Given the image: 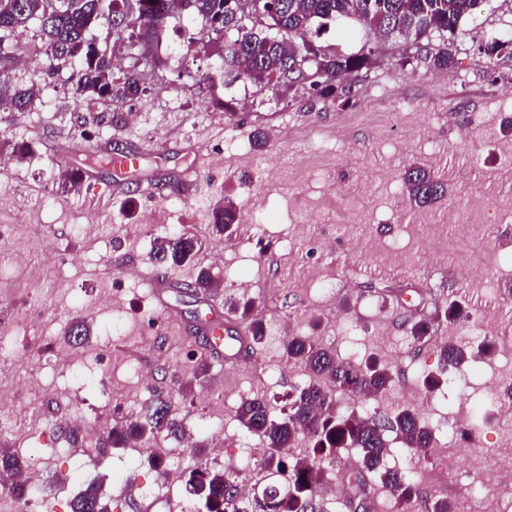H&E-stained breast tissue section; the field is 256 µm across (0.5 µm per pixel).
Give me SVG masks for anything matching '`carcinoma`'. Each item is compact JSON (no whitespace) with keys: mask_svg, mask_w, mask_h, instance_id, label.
Segmentation results:
<instances>
[{"mask_svg":"<svg viewBox=\"0 0 512 512\" xmlns=\"http://www.w3.org/2000/svg\"><path fill=\"white\" fill-rule=\"evenodd\" d=\"M47 2L0 0V103L9 102L13 111H28L34 98L30 90L13 86L6 76L5 65L13 55L3 35L31 24L37 26L50 62L78 63L70 79L80 95L125 100L139 94L137 75L116 76L112 54L101 47L112 37L128 40L131 49L153 66L163 62L158 48L171 18V0H55L52 9L47 8ZM182 2L186 16L205 22L200 31L189 34L188 44L212 34L222 39L216 72L224 86L250 82L286 88L301 77L294 70L296 60L307 56L311 58L309 65L321 73V79L309 81L314 93L347 99L351 89L346 79L367 66L369 57L360 52H327L317 45L316 38L330 24L351 20L387 38L411 34L418 39L434 30L452 37L460 32L462 20L479 0H262L266 25L259 30L241 27L237 0ZM105 15L110 26L101 39L93 31ZM425 60L435 70L446 71L454 65L447 50L434 54L427 50ZM402 180L410 199L418 205L433 204L447 194V181L423 166H408ZM212 222L216 237L223 240L238 222L235 204L229 200L215 208ZM199 251L200 245L192 237L165 236L154 241L152 259L176 269L193 262ZM179 286L204 298L214 281L201 268ZM438 317L452 324L467 323L471 312L462 302L453 300L442 306ZM430 328V321L419 320L408 324L407 333L413 343L420 344L429 340ZM66 336L71 343L82 345L90 336L89 326L78 321ZM284 350L288 359L303 365L313 379L288 396L278 417L271 415L268 403L260 398L243 401L236 411L243 429L265 441L260 465L268 472L270 483L252 498L242 500L238 477L196 468L188 480L192 494L204 501L206 512H313L326 465L342 450L352 448L360 455V467L348 476L356 491H361L357 476L366 474L390 493L396 512H407L418 490L408 473L388 464L387 434L400 435L406 447L426 458L434 448L432 428L411 407L397 408L389 414L379 406L365 415L354 411L341 414L331 390L321 384L327 380L338 392L375 402L393 387L392 368L373 357L360 362L341 360L303 335L288 337ZM477 355H492V344L484 342L476 348L452 340L443 344L439 349L440 371L424 379V389L435 390L448 370H459ZM162 433L179 438L184 435V427L171 398L158 393L147 403L142 418L115 423L107 439L111 447L124 448L133 439ZM307 438L313 439L307 454H290V449ZM24 469L18 455L0 448V472L19 474ZM103 503L100 487L89 483L72 501L71 512H98Z\"/></svg>","mask_w":512,"mask_h":512,"instance_id":"obj_1","label":"carcinoma"}]
</instances>
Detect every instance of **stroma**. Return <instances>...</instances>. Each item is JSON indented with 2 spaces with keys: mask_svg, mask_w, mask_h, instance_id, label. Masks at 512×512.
I'll use <instances>...</instances> for the list:
<instances>
[{
  "mask_svg": "<svg viewBox=\"0 0 512 512\" xmlns=\"http://www.w3.org/2000/svg\"><path fill=\"white\" fill-rule=\"evenodd\" d=\"M201 20H170L162 53L169 63L147 67L126 54L123 72L140 73L143 91L123 101L77 95L69 70L50 73L35 52L38 29L29 26L22 53L10 75L22 88L42 90L28 112H0V323L10 333L0 342V413L20 416L17 434H0V448L14 451L43 473L27 501L0 492V512H70L73 498L97 482L111 512H205L185 486L170 487L168 467L149 463L152 447L178 453L185 470L207 466L241 473L265 485L257 459L245 448L263 441L244 432L236 410L243 399L265 398L279 413L288 395L308 376L289 362L288 333L313 337L337 357L370 356L396 373L383 407L415 408L435 432L439 455L419 460L400 442L390 444V463L410 470L419 492L414 512H429L439 496L465 503L483 497L486 512L512 505V485L487 491L479 477L505 449L512 448V409L487 383L512 386V52L488 57L492 35L512 40V0H482L461 23L457 38L433 32L430 51L443 48L455 64L438 76L417 58L406 37L380 39L345 23L322 33L328 51L370 52L368 68L351 78L352 95L341 102L302 87L274 90L245 84L224 90L211 80L179 77L184 67L210 72L214 45L190 46L186 31ZM26 145L22 160L14 144ZM140 153L137 172L120 176V187L92 199L87 184L64 192L62 169L85 165L86 146ZM203 146L208 165L191 191L180 188L184 171ZM430 168L448 182V194L418 207L401 174L409 165ZM294 168L297 180L281 179ZM155 196L138 194L144 179ZM239 209L231 238L216 241L210 214L224 200ZM455 211L461 224H483L484 238L452 234L443 219ZM185 233L201 250L198 265L210 270L223 291L210 303L182 302L180 323L163 320L156 300L131 268H153L154 239ZM447 252L441 266L421 258L439 240ZM250 284L248 292L238 281ZM248 296L253 316L268 327L265 340L242 346L245 322L225 301ZM471 299L493 311L497 333L492 357L471 361L462 375H449L441 391L426 394L422 379L439 366L436 343L447 338L476 346L480 337L448 323H435L432 342L412 345L404 323L414 314L433 318L444 303ZM216 309L224 320V354H208L196 333L194 311ZM90 321L89 343L69 344L73 318ZM60 353L72 369L42 366ZM207 360L204 378L193 380L191 360ZM40 368L39 380L30 377ZM173 398L186 431L204 439L224 432V458L195 455L179 441L159 437L154 445L77 453L87 435L106 438L117 413L139 412L153 394ZM466 417L456 418L460 403ZM476 424L473 440L461 429ZM454 457L446 480L437 472ZM128 484L152 487L129 497Z\"/></svg>",
  "mask_w": 512,
  "mask_h": 512,
  "instance_id": "stroma-1",
  "label": "stroma"
}]
</instances>
